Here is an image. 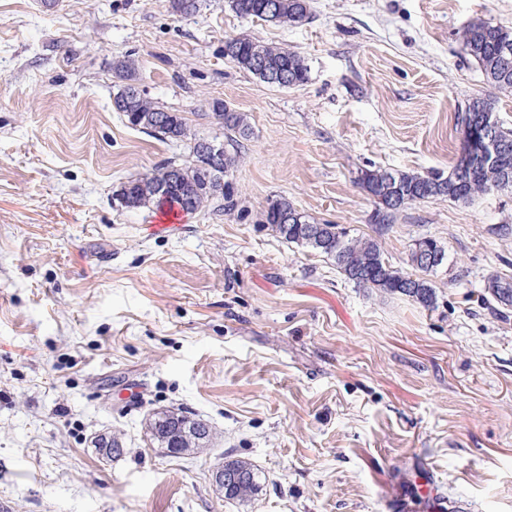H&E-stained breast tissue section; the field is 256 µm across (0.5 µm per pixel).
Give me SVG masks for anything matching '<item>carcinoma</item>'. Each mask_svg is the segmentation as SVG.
Instances as JSON below:
<instances>
[{
	"label": "carcinoma",
	"instance_id": "cac0c4a2",
	"mask_svg": "<svg viewBox=\"0 0 512 512\" xmlns=\"http://www.w3.org/2000/svg\"><path fill=\"white\" fill-rule=\"evenodd\" d=\"M236 14L245 18L297 26L312 18L310 0H229ZM200 0H169L172 13L193 16L200 10ZM512 39V28L477 19L462 32V50L476 62L487 85L500 93H512V52L501 49L503 37ZM224 58L259 80L296 86L307 81L308 68L304 59L286 46L263 43L248 35L224 40ZM134 61L118 59L112 63L116 77L124 85L112 98L113 110L124 117L133 128L141 129L159 140H176L187 144L189 159H169L160 166L122 183L116 193L120 205L139 209L164 205L176 206L192 214L210 209L214 214H232L238 207L230 176L241 157L240 140L250 134L247 117L234 112L226 104H212L213 115L229 133L230 148L224 149V165L211 169L205 144L206 138L197 135L178 112H173L146 97L131 83ZM464 112L472 118L496 116L495 98L483 95L470 99ZM501 150L497 155L470 171H461V161L444 174L427 175L382 168H365L357 177L359 187L370 196L375 209L370 223L375 235L359 236L350 229L329 222H315L297 210L287 198L276 196L257 218L280 239L309 248L336 264V268L358 288L377 290L384 294L401 295L425 308L437 301L435 286L430 276L446 259L444 244L429 236L415 241L409 250L407 265L410 270L392 266L384 257L379 239L412 205L446 198L467 202L496 188L512 187V128L497 122ZM488 293L498 302H512V280L492 276L487 281ZM151 439L171 454L184 455L206 448L216 438L215 428L206 420L185 412L161 411L150 421ZM224 470L240 474L231 486H216L227 500L247 503L258 494L259 475L254 465L243 459L224 458Z\"/></svg>",
	"mask_w": 512,
	"mask_h": 512
}]
</instances>
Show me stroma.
<instances>
[{
	"instance_id": "stroma-1",
	"label": "stroma",
	"mask_w": 512,
	"mask_h": 512,
	"mask_svg": "<svg viewBox=\"0 0 512 512\" xmlns=\"http://www.w3.org/2000/svg\"><path fill=\"white\" fill-rule=\"evenodd\" d=\"M310 4L286 27L227 0L186 18L167 0H0V512H403L425 491L512 512V305L483 302L489 276L512 278V189L415 204L385 235L399 268L416 239L443 242L430 309L256 222L283 196L368 235L359 169L448 172L459 113L489 92L462 31L512 28V0ZM241 34L304 57L308 82L230 63ZM125 55L199 136L224 134L213 101L246 114L237 214L167 223L114 201L188 154L113 111ZM171 408L217 443L157 447L150 420ZM116 430L124 452L102 459ZM228 455L258 471L250 502L216 489Z\"/></svg>"
}]
</instances>
